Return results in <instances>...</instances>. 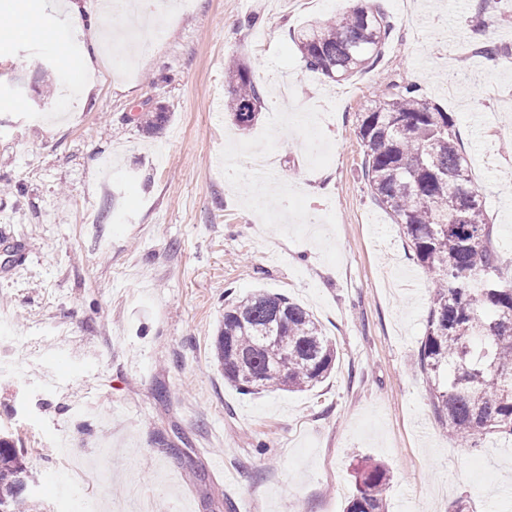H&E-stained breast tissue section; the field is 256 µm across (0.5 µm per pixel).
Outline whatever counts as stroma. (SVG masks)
<instances>
[{
	"label": "stroma",
	"instance_id": "1",
	"mask_svg": "<svg viewBox=\"0 0 512 512\" xmlns=\"http://www.w3.org/2000/svg\"><path fill=\"white\" fill-rule=\"evenodd\" d=\"M353 0H163L133 72L98 57L68 95L67 9L0 0L47 37L0 38V437L26 456L37 512H344L353 467L390 475L387 512H512V442L464 448L419 363L430 285L363 178L357 117L414 84L450 112L512 277V0H371L391 32L370 70H306L295 33ZM263 105L249 130L220 111L231 61ZM170 119L142 131V113ZM275 151L257 213L233 146ZM306 307L337 347L305 392L241 394L213 341L226 293Z\"/></svg>",
	"mask_w": 512,
	"mask_h": 512
}]
</instances>
